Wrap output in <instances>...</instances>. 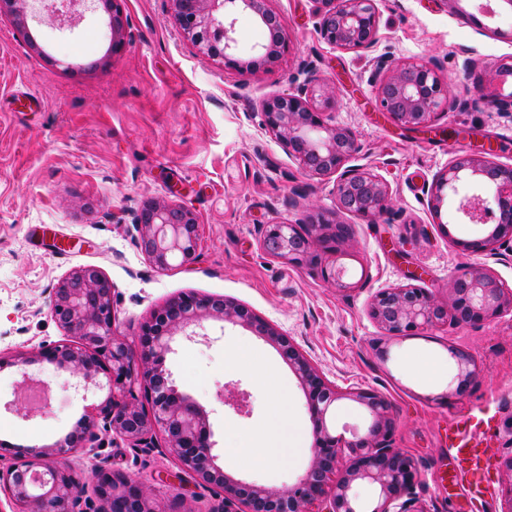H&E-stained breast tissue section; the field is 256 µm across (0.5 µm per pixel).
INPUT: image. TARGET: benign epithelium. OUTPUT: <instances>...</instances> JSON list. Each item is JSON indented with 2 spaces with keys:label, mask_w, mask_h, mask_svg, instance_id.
Here are the masks:
<instances>
[{
  "label": "benign epithelium",
  "mask_w": 512,
  "mask_h": 512,
  "mask_svg": "<svg viewBox=\"0 0 512 512\" xmlns=\"http://www.w3.org/2000/svg\"><path fill=\"white\" fill-rule=\"evenodd\" d=\"M30 0H0V15L11 17L15 28L27 34ZM121 0H98L107 13L112 34L110 52L125 44L127 18ZM184 37L224 66L256 73L273 65L286 51L280 17L266 7V0H170ZM317 29L330 46L367 52L378 42L377 0H315ZM253 14L268 33L259 45L257 59L235 57L236 15ZM374 85L381 111L396 125L411 130L432 126L438 113L457 104L448 79L432 62H408L387 70L377 60ZM335 97L317 87L309 76L295 94L275 95L263 102V126L288 147L303 168L314 175L336 176L337 209L374 218L386 210L388 191L374 173L349 164L358 151L356 137L347 127L329 125L324 109ZM489 181L492 200L479 195L466 199L463 210L478 224L496 216V224L483 238L463 247L487 249L512 241V166L460 154L448 163L432 189L433 209L439 210L448 189L460 182ZM307 223L344 234V227L322 211L309 214ZM141 252L159 269L171 262L192 261L198 246V219L193 211L173 202L147 200L135 213ZM321 236L300 233L293 224H269L262 239L263 250L274 257L298 263L317 259ZM444 303L432 292L416 286L385 288L374 296L370 313L390 336L424 330L449 321L476 324L506 311L512 312V290L495 276L471 269L448 283ZM51 315L64 331V339L43 345L30 354L0 355V369L17 367L22 384L31 377L26 367L47 362L77 379L74 388L88 393L108 392L69 436L52 446H31L12 454V463L0 467V494L12 504V512H86L88 485L76 474L70 458L92 450L99 431H111L133 446L155 447L153 433L161 435L164 447L183 469L204 483L224 491V512H361L353 487L362 482L377 492L371 512H417L413 490L420 480L418 464L392 447L394 422L387 398L376 390L354 388L340 391L330 384L311 360L287 336L249 309L222 296L184 293L169 300L140 326L139 350H134L114 329L112 282L94 266L73 270L54 289ZM206 319L240 325L275 345L294 371L304 391L312 422L313 459L305 473L288 487L277 490L258 483L236 480L226 474L213 454L211 428L206 411L192 398L178 393L165 368L171 342L181 332L193 340L196 328ZM456 382L462 393L476 373L472 357L452 349ZM151 402V412L138 403V393ZM347 397L362 405L372 421L363 435L350 439L329 431L327 416L334 403ZM217 399L238 413H249L243 392ZM93 493L101 506L97 512H156L146 487L134 480L112 475L97 466L93 470Z\"/></svg>",
  "instance_id": "obj_1"
}]
</instances>
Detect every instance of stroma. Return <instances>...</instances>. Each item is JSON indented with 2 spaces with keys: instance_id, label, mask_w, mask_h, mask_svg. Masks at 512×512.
I'll list each match as a JSON object with an SVG mask.
<instances>
[{
  "instance_id": "1",
  "label": "stroma",
  "mask_w": 512,
  "mask_h": 512,
  "mask_svg": "<svg viewBox=\"0 0 512 512\" xmlns=\"http://www.w3.org/2000/svg\"><path fill=\"white\" fill-rule=\"evenodd\" d=\"M283 20L289 50L271 70L239 73L202 56L180 33L170 0H123L129 35L110 53L106 14L85 7L60 22L37 7L20 34L0 17V353H29L58 342L51 316L57 284L74 268L93 265L112 282L115 325L131 345L139 328L183 293L220 295L240 303L289 336L342 390L372 388L391 404L393 445L420 467L418 512H468L464 488L449 474V420L468 415L495 447L482 467L490 484L489 512L512 506V314L479 324H447L413 336H389L370 315L383 288L414 285L447 299L452 275L486 271L512 288V244L465 250L487 228L458 215L459 195L441 213L431 208L435 178L458 154L483 147L512 165V112L500 111L498 70L512 64V9L502 0H379L373 51L339 50L317 30L314 0H268ZM389 64L436 59L451 92L463 99L438 115L433 131L447 147L423 142L424 132L395 125L379 111L374 60ZM314 69L332 91L330 124L350 128L359 146L354 164L388 187L390 209L373 219L337 213L350 234L321 267L267 255L270 224L301 225L313 209L335 211L336 179L307 173L262 124L261 105L296 92ZM42 99L18 111L16 95ZM149 198L172 201L197 216L193 261L158 269L140 251L133 217ZM342 270L347 290L327 282L322 267ZM205 339L176 337L166 361L179 392L209 415L215 454L241 444L225 472L274 489L297 480L312 457V423L303 390L279 350L230 323L206 321ZM385 356H378L377 348ZM470 353L477 374L467 392L448 396L449 348ZM48 387L45 411L9 410L23 396L16 368L0 371V442L20 447L64 439L99 395L81 396L68 372L48 363L28 366ZM250 395L242 416L217 392ZM288 398L298 447L270 468L249 445L269 439L273 405ZM100 464L143 483L157 512H224L221 490L181 470L164 448H134L100 432L92 452L72 457L90 476Z\"/></svg>"
}]
</instances>
